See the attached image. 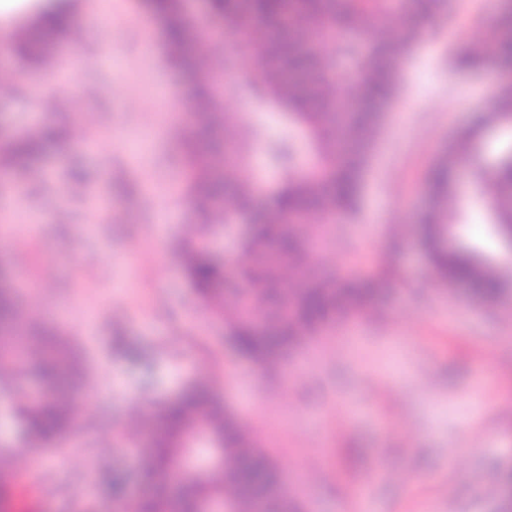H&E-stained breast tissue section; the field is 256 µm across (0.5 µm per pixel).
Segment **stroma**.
Instances as JSON below:
<instances>
[{"label":"stroma","instance_id":"1","mask_svg":"<svg viewBox=\"0 0 512 512\" xmlns=\"http://www.w3.org/2000/svg\"><path fill=\"white\" fill-rule=\"evenodd\" d=\"M424 24L429 37L382 109L358 214L316 256L341 278L389 261L380 310L327 329L279 372L236 352L187 277L181 246L194 219L181 141L195 85L169 65L145 0H79L57 53L68 69L0 54V128L65 124L79 111L86 134L0 188V213L12 215L0 228V275L25 312L61 325L97 402L92 411L76 403L70 437L42 448L18 449L0 423V448L30 512H115V472L125 499L174 496L171 485L143 478L149 435L134 445L123 434L194 382L269 450L305 512H502L512 311L437 284L416 236L392 237L427 208L426 172L456 128L499 90L498 62L465 72L454 53L489 30L512 38V23L502 22V0H452L448 16ZM173 100L182 109L170 120ZM510 146L512 131L489 128L457 172L464 241L494 263L506 253L473 172ZM104 209L113 222H91Z\"/></svg>","mask_w":512,"mask_h":512}]
</instances>
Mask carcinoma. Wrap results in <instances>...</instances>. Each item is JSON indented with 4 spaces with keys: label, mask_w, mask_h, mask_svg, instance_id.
<instances>
[{
    "label": "carcinoma",
    "mask_w": 512,
    "mask_h": 512,
    "mask_svg": "<svg viewBox=\"0 0 512 512\" xmlns=\"http://www.w3.org/2000/svg\"><path fill=\"white\" fill-rule=\"evenodd\" d=\"M35 15L13 33L11 49L27 65L49 59L56 41L72 21L71 0ZM169 36V58L196 78V112L183 141L185 180L193 198L196 233L185 240L184 267L197 294L224 321L237 350L250 360L274 367L281 353L299 349L338 319L377 312L379 289L390 278L384 271L370 278L340 281L315 274L313 251L324 241L327 221H345L358 209L362 176L378 131V112L399 93L400 75L427 32L419 12L448 11V0H205L208 13L236 40L233 53L200 47L189 30L184 0H149ZM308 32L300 40L296 28ZM490 58L512 59V41L491 31L483 41L461 48L454 64L476 70ZM259 112L277 114L270 131L258 112L230 115L222 110L224 76ZM512 122V84L504 87L480 122L456 132L428 172L430 205L419 217L418 236L435 278L444 285L470 282L482 300L508 294L503 266L477 258L476 251L448 246L461 224L455 174L485 127ZM234 128L233 160L219 167L211 145ZM78 125L46 127L0 135V168L26 171L58 142L74 138ZM303 138L314 162L307 169L292 163L291 150ZM264 144L279 182L264 205H257L258 181L247 174L256 143ZM495 231L512 226V159L496 169L477 168ZM248 224L230 264L210 251L217 227ZM268 323V334L259 329ZM20 327L26 337L24 362L15 349L0 344V391L8 394L11 415L22 429V443L38 447L67 434L74 400L85 367L70 341L39 316L21 322L9 289L0 287V335ZM35 379L42 395L27 390ZM222 450L224 464L204 474L178 499L120 500L117 512H201L205 503L224 501L226 512H255L252 474L277 478L265 449L224 408L194 388L156 414L151 469L163 474L179 457L201 448ZM0 449V512L8 510L14 490ZM276 512L298 509L288 487H277L270 500Z\"/></svg>",
    "instance_id": "obj_1"
}]
</instances>
